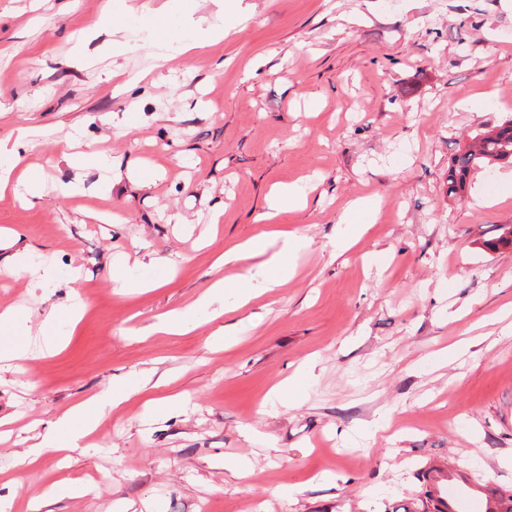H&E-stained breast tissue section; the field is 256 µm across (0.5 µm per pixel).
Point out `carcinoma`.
Instances as JSON below:
<instances>
[{"label":"carcinoma","instance_id":"1","mask_svg":"<svg viewBox=\"0 0 512 512\" xmlns=\"http://www.w3.org/2000/svg\"><path fill=\"white\" fill-rule=\"evenodd\" d=\"M502 163H512V118L479 132L466 148L457 151L451 160L448 196L462 197L474 170Z\"/></svg>","mask_w":512,"mask_h":512}]
</instances>
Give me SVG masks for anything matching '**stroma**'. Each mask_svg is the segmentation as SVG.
Listing matches in <instances>:
<instances>
[{
    "instance_id": "obj_1",
    "label": "stroma",
    "mask_w": 512,
    "mask_h": 512,
    "mask_svg": "<svg viewBox=\"0 0 512 512\" xmlns=\"http://www.w3.org/2000/svg\"><path fill=\"white\" fill-rule=\"evenodd\" d=\"M106 10L111 29L90 32ZM203 21L224 38L181 52ZM0 89V145L43 195L0 196V229L21 233L0 239V309L27 308L33 343L0 372L13 512H429L416 474L433 464L512 495V246H485L512 224V164L448 195L452 156L512 115V0H0ZM31 126L43 135L22 137ZM83 146L120 179L63 161ZM75 179L84 194L65 196ZM293 183L306 206L260 223L271 187ZM356 199L377 202L374 222L340 223ZM288 232L302 245L279 288L239 277L221 317L154 331L224 250L252 239L266 260ZM24 248L71 289L11 274ZM146 254L156 267L133 265ZM140 278L163 284L128 288ZM72 289L86 312L41 354ZM153 373L167 385L106 411L90 447L25 474L19 452L65 411ZM58 482L94 490L54 501Z\"/></svg>"
}]
</instances>
